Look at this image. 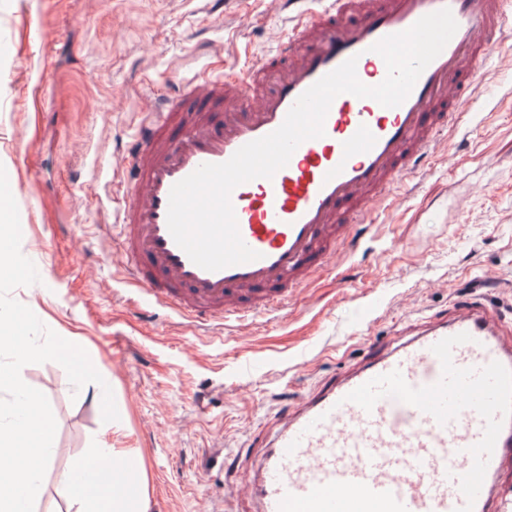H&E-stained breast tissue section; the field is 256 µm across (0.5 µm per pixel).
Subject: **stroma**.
<instances>
[{"instance_id": "35a3bbf8", "label": "stroma", "mask_w": 512, "mask_h": 512, "mask_svg": "<svg viewBox=\"0 0 512 512\" xmlns=\"http://www.w3.org/2000/svg\"><path fill=\"white\" fill-rule=\"evenodd\" d=\"M293 24L278 0H0V165L41 278L12 296L83 347L121 405L103 421L61 365L23 367L57 423L37 512H74L57 474L103 438L139 457L143 512H224L281 414L371 342L466 295L512 323V31L469 112L286 310L193 328L140 303L105 227L146 112L181 79L270 58Z\"/></svg>"}]
</instances>
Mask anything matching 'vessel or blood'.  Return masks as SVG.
I'll use <instances>...</instances> for the list:
<instances>
[{"instance_id":"1","label":"vessel or blood","mask_w":512,"mask_h":512,"mask_svg":"<svg viewBox=\"0 0 512 512\" xmlns=\"http://www.w3.org/2000/svg\"><path fill=\"white\" fill-rule=\"evenodd\" d=\"M444 8L458 29L400 106L337 96L323 137L301 143L273 178L233 190L241 237L258 259L218 271L194 264L168 229L173 185L275 131L302 93L349 58L362 83L378 85L386 65L373 45ZM507 30L512 0H320L278 39L282 67L260 61L244 79L195 80L153 106L118 201L119 244L142 301L222 323L282 309L315 271L335 265L351 228L370 223L389 187L466 111ZM116 465L115 495L140 470L130 453ZM508 470L512 326L466 299L306 394L261 448L244 494L253 512H512L501 482ZM69 478L106 481L95 461Z\"/></svg>"}]
</instances>
